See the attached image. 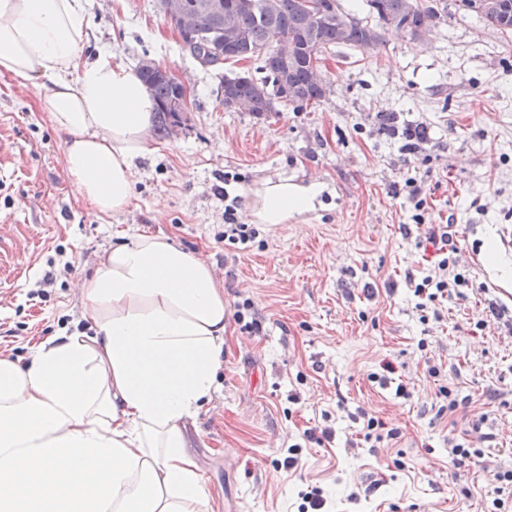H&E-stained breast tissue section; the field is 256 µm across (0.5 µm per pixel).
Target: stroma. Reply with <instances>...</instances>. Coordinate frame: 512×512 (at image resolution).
I'll return each mask as SVG.
<instances>
[{"mask_svg":"<svg viewBox=\"0 0 512 512\" xmlns=\"http://www.w3.org/2000/svg\"><path fill=\"white\" fill-rule=\"evenodd\" d=\"M443 2L423 40L390 29L377 50L326 53L331 92L315 110L257 118L226 111L221 87L256 62L201 65L156 0H86L90 51L176 72L188 110L177 134L149 136L131 206L101 215L66 176L39 83L0 78V354L25 360L33 343L83 325L79 283L118 234L160 233L208 262L230 312L218 390L187 431L213 512H300L311 486L328 512H512V496L492 505L496 472L512 471V335L490 313L512 315L495 291L512 288L501 242L512 232V33ZM387 114L425 125V152L383 133ZM414 175L430 222L455 224L463 260L480 261L466 300L436 302L438 321H421L407 286L438 259L411 224ZM269 181L321 191L286 223L258 225ZM230 203L258 232L247 249L224 241ZM247 299L249 330L235 317ZM443 386L456 411L440 412ZM370 416L396 438L365 442ZM482 419L495 441L457 460L449 440L478 447Z\"/></svg>","mask_w":512,"mask_h":512,"instance_id":"stroma-1","label":"stroma"}]
</instances>
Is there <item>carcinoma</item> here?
I'll return each mask as SVG.
<instances>
[{
  "label": "carcinoma",
  "instance_id": "cac0c4a2",
  "mask_svg": "<svg viewBox=\"0 0 512 512\" xmlns=\"http://www.w3.org/2000/svg\"><path fill=\"white\" fill-rule=\"evenodd\" d=\"M502 25L501 32H512V0H494ZM252 7L237 10L224 9V15L201 8L195 11L192 26L194 43L191 55L198 61L212 65L217 56L211 51L218 48L224 32L235 33L236 41L231 54L223 61L244 59L260 61L264 76L256 80L251 76L237 80V75H226L233 80L235 94L247 103L251 115L269 116L279 112L272 103L271 92L279 77L288 73V82L295 90L296 102H282L294 112L314 109L326 100L328 86L312 77L313 62H322L324 54L336 45L375 49L384 43L385 24L409 36L426 31L441 20L442 14L433 7H422L415 0H366L368 16L358 18L345 11L339 0H251ZM293 41L306 42L309 47L301 51L294 62L285 63L280 44ZM155 103L156 131L164 138L171 132L176 113L171 106L182 97L162 69L141 75Z\"/></svg>",
  "mask_w": 512,
  "mask_h": 512
}]
</instances>
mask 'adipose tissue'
<instances>
[{
    "label": "adipose tissue",
    "instance_id": "ef3b65f1",
    "mask_svg": "<svg viewBox=\"0 0 512 512\" xmlns=\"http://www.w3.org/2000/svg\"><path fill=\"white\" fill-rule=\"evenodd\" d=\"M85 0H0V76L40 82L66 174L102 215L127 209L154 102L110 52L83 56ZM266 184L257 223L312 207ZM89 329L27 362L0 355V512H208L185 434L217 389L228 318L210 268L162 235L121 237L82 283Z\"/></svg>",
    "mask_w": 512,
    "mask_h": 512
}]
</instances>
